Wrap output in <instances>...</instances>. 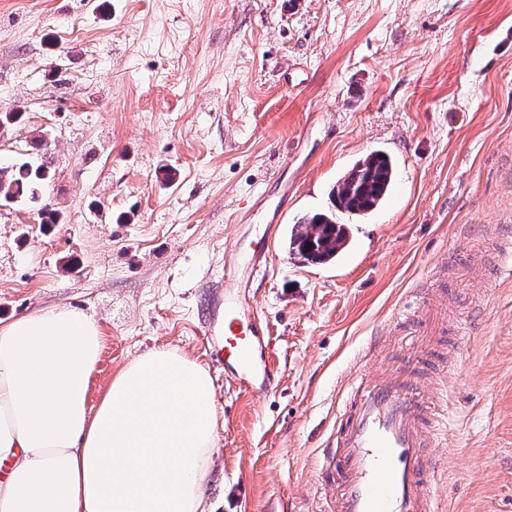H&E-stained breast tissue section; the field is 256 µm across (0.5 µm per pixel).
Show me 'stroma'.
I'll return each instance as SVG.
<instances>
[{"mask_svg": "<svg viewBox=\"0 0 512 512\" xmlns=\"http://www.w3.org/2000/svg\"><path fill=\"white\" fill-rule=\"evenodd\" d=\"M0 167L45 164L0 202V321L71 307L103 346L88 390L160 347L214 378L213 512H314L315 460L371 337L444 401L447 512H512V0H0ZM381 150L395 182L313 265L292 224ZM263 215L245 218L258 196ZM279 229L253 306L278 385L249 394L205 352L224 257ZM441 305L418 362L403 310ZM468 329L458 340L457 327ZM51 178L47 167L36 166L28 162L0 167V200H28L35 202L38 193Z\"/></svg>", "mask_w": 512, "mask_h": 512, "instance_id": "obj_1", "label": "stroma"}]
</instances>
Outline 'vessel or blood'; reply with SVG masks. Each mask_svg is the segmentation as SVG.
Masks as SVG:
<instances>
[{
	"label": "vessel or blood",
	"mask_w": 512,
	"mask_h": 512,
	"mask_svg": "<svg viewBox=\"0 0 512 512\" xmlns=\"http://www.w3.org/2000/svg\"><path fill=\"white\" fill-rule=\"evenodd\" d=\"M267 248L237 245L224 262V313L208 333L224 377L247 393L278 382L270 332L253 311L250 276L268 265ZM448 419L407 368L378 369L358 379L340 408L336 432L316 466V491L334 512H444L434 494L437 467L429 454Z\"/></svg>",
	"instance_id": "vessel-or-blood-1"
}]
</instances>
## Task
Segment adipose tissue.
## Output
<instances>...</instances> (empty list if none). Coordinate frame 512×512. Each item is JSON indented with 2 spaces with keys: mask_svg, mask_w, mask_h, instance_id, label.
Returning <instances> with one entry per match:
<instances>
[{
  "mask_svg": "<svg viewBox=\"0 0 512 512\" xmlns=\"http://www.w3.org/2000/svg\"><path fill=\"white\" fill-rule=\"evenodd\" d=\"M102 346L70 307L0 326V512H207L218 417L210 372L160 348L87 395Z\"/></svg>",
  "mask_w": 512,
  "mask_h": 512,
  "instance_id": "ef3b65f1",
  "label": "adipose tissue"
}]
</instances>
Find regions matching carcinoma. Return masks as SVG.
Here are the masks:
<instances>
[{"label": "carcinoma", "mask_w": 512, "mask_h": 512, "mask_svg": "<svg viewBox=\"0 0 512 512\" xmlns=\"http://www.w3.org/2000/svg\"><path fill=\"white\" fill-rule=\"evenodd\" d=\"M51 178L48 168L28 162L0 167V200L34 202ZM395 172L389 156L373 151L359 159L333 185L331 196L337 209L351 215H366L376 210L389 194ZM347 231L335 215L317 213L299 221L292 230L289 246L301 258L326 263L344 249Z\"/></svg>", "instance_id": "obj_1"}]
</instances>
